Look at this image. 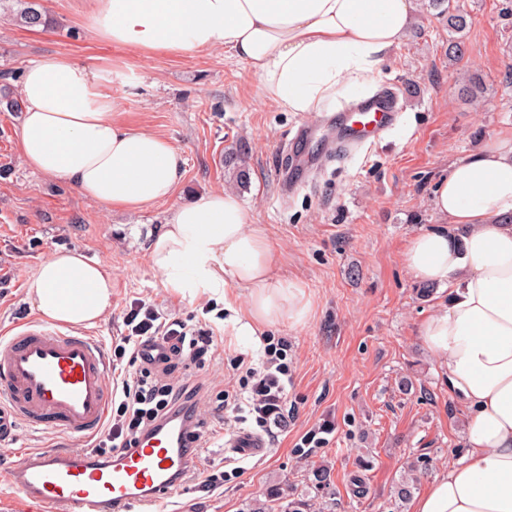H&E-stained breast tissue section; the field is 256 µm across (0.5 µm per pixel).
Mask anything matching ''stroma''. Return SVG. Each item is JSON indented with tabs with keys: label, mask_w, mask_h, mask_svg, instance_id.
<instances>
[{
	"label": "stroma",
	"mask_w": 512,
	"mask_h": 512,
	"mask_svg": "<svg viewBox=\"0 0 512 512\" xmlns=\"http://www.w3.org/2000/svg\"><path fill=\"white\" fill-rule=\"evenodd\" d=\"M50 27L25 29L0 17V79L17 87L23 69L45 55L76 60L100 77L123 120L169 139L185 159L175 198L188 201L220 189L236 190L253 223L275 241L276 261L312 294L314 314L303 325L267 328L288 341L292 383L287 429L262 460L241 463L223 486L203 480L222 453L199 464L155 512H245L279 487L308 493L314 466L331 470V496L312 512H411L395 506L408 473L423 493L451 461L468 452L467 408L448 392L444 370L422 344L419 326L445 299L406 272L409 239L441 229L432 207L436 182L449 164L512 131V0H464L471 18L465 49L448 61V25L415 0L406 36L383 63L378 88L399 83L406 109L392 133L354 156L323 160L325 140L309 146L320 158L315 180L283 195V146L307 120L263 100L249 67L223 51H186L143 58L131 48L96 38L93 0H38ZM486 88L481 103L461 89L470 77ZM22 121L0 111V335L33 318L25 300L39 262L56 248L107 260L112 267V312L91 334L111 344L136 299L182 319H207L221 336L224 362L204 371L205 383L233 378L238 358H259L261 342H239L224 306L163 288L152 269V234L169 206L130 214L83 199L74 188L27 167L16 150ZM238 155L249 171L237 187ZM324 432L322 447L301 455L307 432ZM368 460L369 493L355 499L348 478Z\"/></svg>",
	"instance_id": "obj_1"
}]
</instances>
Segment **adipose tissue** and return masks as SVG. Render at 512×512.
Returning <instances> with one entry per match:
<instances>
[{"label":"adipose tissue","instance_id":"adipose-tissue-1","mask_svg":"<svg viewBox=\"0 0 512 512\" xmlns=\"http://www.w3.org/2000/svg\"><path fill=\"white\" fill-rule=\"evenodd\" d=\"M412 0H95L94 31L143 55L223 50L248 65L264 97L299 116L330 111L361 92L401 44ZM17 151L42 175L112 211L169 203L149 261L170 291L238 298V335L305 323L312 301L285 281L265 226L232 190L175 201L185 163L161 135L120 120L97 76L47 55L23 72ZM432 205L448 228L416 234L403 254L416 280L447 288V304L420 326L469 411L467 455L414 500L413 512H512V132L454 160ZM453 224L468 233L456 237ZM42 319L91 327L112 311V268L78 251H52L26 291Z\"/></svg>","mask_w":512,"mask_h":512}]
</instances>
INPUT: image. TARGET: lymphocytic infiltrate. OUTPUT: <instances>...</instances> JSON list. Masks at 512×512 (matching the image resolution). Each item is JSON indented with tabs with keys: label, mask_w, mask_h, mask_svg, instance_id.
<instances>
[{
	"label": "lymphocytic infiltrate",
	"mask_w": 512,
	"mask_h": 512,
	"mask_svg": "<svg viewBox=\"0 0 512 512\" xmlns=\"http://www.w3.org/2000/svg\"><path fill=\"white\" fill-rule=\"evenodd\" d=\"M126 332L112 344V364L119 371L113 383L110 415L91 441L98 456L136 447L139 437L176 411L198 410L208 404L217 411L254 416L270 439L286 426L287 387L291 383L284 341L262 337L259 366L238 359L239 385L234 389L207 387L201 381H177L181 366L204 369L222 363L218 336L204 320L188 321L160 313L142 301L131 303L124 315ZM158 355H151V348Z\"/></svg>",
	"instance_id": "1"
}]
</instances>
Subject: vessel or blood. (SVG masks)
I'll return each mask as SVG.
<instances>
[{
	"label": "vessel or blood",
	"mask_w": 512,
	"mask_h": 512,
	"mask_svg": "<svg viewBox=\"0 0 512 512\" xmlns=\"http://www.w3.org/2000/svg\"><path fill=\"white\" fill-rule=\"evenodd\" d=\"M398 94L363 102L345 115L336 137L358 147L372 146L398 115ZM112 368L105 346L74 328L49 327L38 320L0 336V428L23 422L86 440L105 422L111 404ZM233 459L264 458L260 433L241 430L224 440ZM198 462L196 430L189 423H167L140 438L136 449L104 460L81 447L16 452L0 472L42 512H144L172 493Z\"/></svg>",
	"instance_id": "1"
}]
</instances>
